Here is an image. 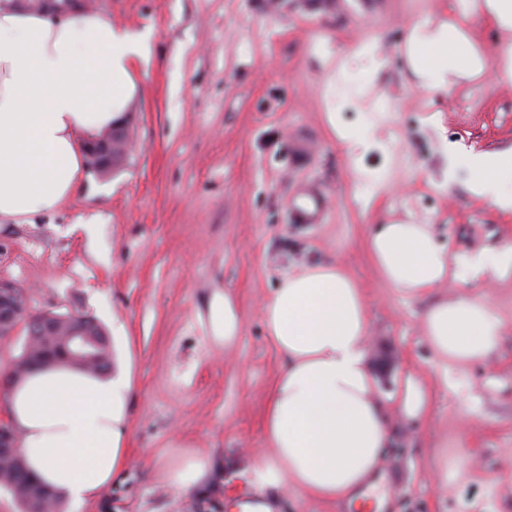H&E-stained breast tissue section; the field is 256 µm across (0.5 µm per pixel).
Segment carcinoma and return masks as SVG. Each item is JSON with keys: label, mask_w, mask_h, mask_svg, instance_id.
Wrapping results in <instances>:
<instances>
[{"label": "carcinoma", "mask_w": 512, "mask_h": 512, "mask_svg": "<svg viewBox=\"0 0 512 512\" xmlns=\"http://www.w3.org/2000/svg\"><path fill=\"white\" fill-rule=\"evenodd\" d=\"M93 323L95 335L88 337V350L81 355H68L52 348L50 341L27 342L15 363L24 366L32 361L49 359L51 363H64L82 370L104 373L112 367V346L101 324L88 318ZM26 503L29 512H41L43 502L54 501L52 493L27 471L18 465L11 470L0 472V490Z\"/></svg>", "instance_id": "cac0c4a2"}]
</instances>
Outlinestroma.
I'll use <instances>...</instances> for the list:
<instances>
[{"mask_svg":"<svg viewBox=\"0 0 512 512\" xmlns=\"http://www.w3.org/2000/svg\"><path fill=\"white\" fill-rule=\"evenodd\" d=\"M116 25L152 27L148 63L124 123L134 149L106 176L28 224L0 223V278L30 288L32 313L88 316L130 370L126 461L81 512H228L252 492L268 443L264 417L285 365L262 303L300 266L342 264L362 288L370 357L390 414L389 451L364 488L374 512H512V332L485 362L437 370L420 329L429 298L391 288L367 242L378 225H432L459 278L449 297L489 295L512 328V213L470 189L469 159L512 146V81L482 16L463 24L486 73L447 93L422 90L397 48L409 24L453 19L457 0H92ZM371 129L346 153L334 125ZM318 224L291 223L307 190ZM93 215V232L78 225ZM480 259L482 274L471 269ZM230 291L243 314L232 354L206 313ZM429 404L402 415L407 376ZM476 449L447 495L426 472L442 448ZM209 457L215 477L184 495L160 472Z\"/></svg>","mask_w":512,"mask_h":512,"instance_id":"stroma-1","label":"stroma"}]
</instances>
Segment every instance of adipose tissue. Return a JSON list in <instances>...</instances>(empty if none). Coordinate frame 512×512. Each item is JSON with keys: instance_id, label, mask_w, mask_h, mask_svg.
Segmentation results:
<instances>
[{"instance_id": "adipose-tissue-1", "label": "adipose tissue", "mask_w": 512, "mask_h": 512, "mask_svg": "<svg viewBox=\"0 0 512 512\" xmlns=\"http://www.w3.org/2000/svg\"><path fill=\"white\" fill-rule=\"evenodd\" d=\"M484 12L508 34L512 76V0H459V12ZM151 28L131 32L82 5L54 13L31 0H0V220L23 223L50 212L85 176L84 145L121 124L137 84L132 67L149 54ZM421 88L450 91L459 76L486 69L483 55L455 22L424 19L406 37ZM472 192L512 212V148L472 159ZM368 249L381 277L419 297L449 284L448 253L427 224L399 221L373 232ZM267 335L286 359L266 409L269 453L251 469L253 500L240 512H279L283 493L316 500L350 497L371 482L388 442V416L369 365L370 319L362 289L337 264L284 276L264 303ZM213 339L232 347L243 315L231 293H215ZM420 328L432 365L467 367L500 347L506 325L485 296L439 300ZM130 379L56 365L27 374L9 390L6 417L19 434L29 472L76 512L97 498L123 463ZM210 476L207 457L190 455L164 473L189 494Z\"/></svg>"}]
</instances>
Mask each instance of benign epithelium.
<instances>
[{
	"instance_id": "1",
	"label": "benign epithelium",
	"mask_w": 512,
	"mask_h": 512,
	"mask_svg": "<svg viewBox=\"0 0 512 512\" xmlns=\"http://www.w3.org/2000/svg\"><path fill=\"white\" fill-rule=\"evenodd\" d=\"M130 148L131 143L124 129L114 127L87 143L85 152L91 169L99 175H105L112 170L113 165L123 162ZM0 322L6 325V328H0V341L3 343L16 336L22 324L27 326L29 337L43 330H51L59 336L66 337L64 350L68 352L79 350L84 336L88 335L84 319L76 315L44 312L36 317H29L27 290L6 279H0ZM0 448L9 449L6 454L0 453V462L21 464L20 438L13 428H0Z\"/></svg>"
}]
</instances>
